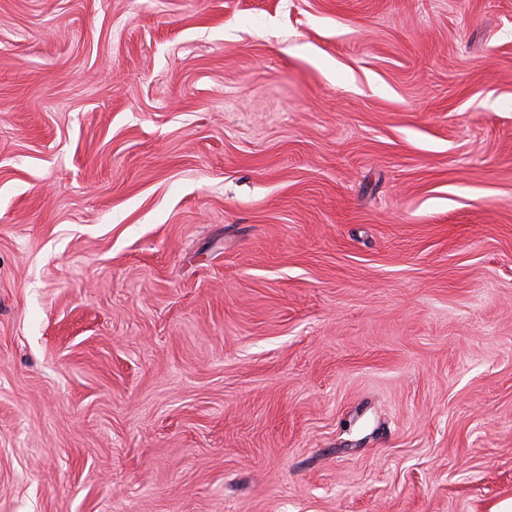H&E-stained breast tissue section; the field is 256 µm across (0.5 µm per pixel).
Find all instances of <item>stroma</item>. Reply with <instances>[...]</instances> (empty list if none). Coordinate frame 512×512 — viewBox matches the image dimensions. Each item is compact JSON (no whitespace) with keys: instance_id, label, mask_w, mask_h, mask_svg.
<instances>
[{"instance_id":"35a3bbf8","label":"stroma","mask_w":512,"mask_h":512,"mask_svg":"<svg viewBox=\"0 0 512 512\" xmlns=\"http://www.w3.org/2000/svg\"><path fill=\"white\" fill-rule=\"evenodd\" d=\"M512 500V0H0V512Z\"/></svg>"}]
</instances>
